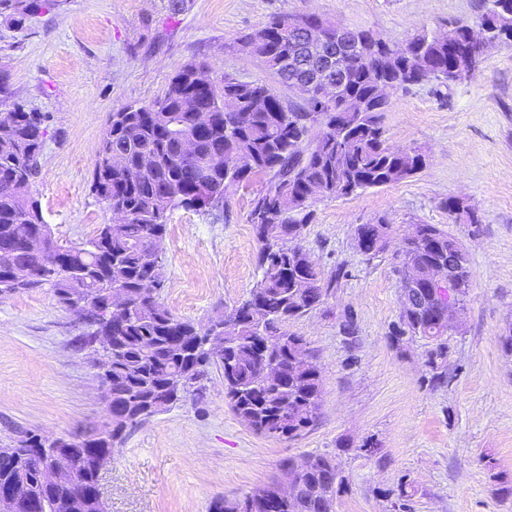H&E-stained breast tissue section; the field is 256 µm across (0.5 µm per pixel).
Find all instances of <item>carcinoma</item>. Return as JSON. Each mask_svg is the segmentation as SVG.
<instances>
[{"instance_id": "cac0c4a2", "label": "carcinoma", "mask_w": 512, "mask_h": 512, "mask_svg": "<svg viewBox=\"0 0 512 512\" xmlns=\"http://www.w3.org/2000/svg\"><path fill=\"white\" fill-rule=\"evenodd\" d=\"M53 2L0 0V18L21 29L28 16ZM296 20L277 16L243 36L249 56L262 62L283 87L288 86L295 50L289 23ZM482 20L495 24L498 39L512 42V0H485ZM341 63L350 78L332 103L310 96L287 104L272 86L229 75L222 85L201 86L200 67L188 64L159 98L112 113L93 161L92 189L109 210L122 212L124 218L102 225L81 243L57 240L31 194L47 116L12 104L13 128L6 136L0 133V295L48 286L64 307L92 306L80 340L97 350L105 348L102 337H112L110 373L100 378L112 392V413H131L134 425L140 422L134 410L145 403L160 413L189 394L199 396L202 381L215 366L223 371L224 396L231 409L256 433L291 438L314 423L321 375L316 365L298 359L307 352L304 339L282 326L322 304L342 269L323 282L310 253L294 243L309 218L310 189L326 197H348L398 182L426 165L419 150L400 154L386 144L383 118L389 104L374 98L368 76L378 66L375 53L354 47ZM446 68V45L421 31L413 36L411 56L402 59L392 79L406 87L470 78L468 73L450 77ZM354 99L366 100L367 110L346 111L344 104ZM192 100L210 113L203 129L190 108ZM180 138L195 141L193 155L180 151ZM216 153L224 165L210 164ZM260 174L270 175V180L252 200L248 214L260 243L259 277L249 296L207 324L175 317L159 301L165 279L151 242L164 237L174 210L216 207ZM20 227L33 238L50 240L54 249L38 253L23 246L15 239ZM389 232L390 225L382 220L358 225L355 234L366 242L361 254L369 260L378 257L386 250ZM455 249L457 241L436 225H419L405 247L402 273L413 269L420 277L403 279L406 304L389 331L394 346L415 337L427 341L426 365L433 385L445 379L439 369L448 358L451 332L433 290L445 295L450 287L433 286L425 273L447 261ZM461 259L448 276L454 283L464 280L463 290L453 299L463 312L473 275L469 257ZM108 288L124 294V307L98 306ZM266 367L278 377L261 376ZM125 431L123 425L110 430L104 426L95 432L97 439L70 447L71 468L83 475L87 493L78 511L69 507L70 476L43 486L44 452L25 439L0 447V489L21 480L31 495L47 501V512H103L95 498L98 477L90 469V458L112 450ZM306 460L309 466L297 495L266 503L224 498L215 501L210 512H332L344 476L329 454H310Z\"/></svg>"}]
</instances>
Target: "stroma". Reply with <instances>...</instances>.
<instances>
[{"label": "stroma", "mask_w": 512, "mask_h": 512, "mask_svg": "<svg viewBox=\"0 0 512 512\" xmlns=\"http://www.w3.org/2000/svg\"><path fill=\"white\" fill-rule=\"evenodd\" d=\"M483 11L484 0H60L23 31L0 20V73L13 101L47 116L32 194L54 235L79 243L113 219L91 189L110 115L160 96L187 64H205L217 84L228 74L268 83L236 43L272 17L313 14L400 45L422 30L477 23ZM384 125L388 145L419 149L425 167L354 196L317 197L298 238L324 274L344 270L323 305L287 325L322 375L317 420L293 439L257 434L210 370L203 398L152 415L116 443L101 478L105 512H208L214 499L283 481V461L315 453L335 455L347 480L334 512H512V42L491 46L462 82L391 90ZM267 182L255 176L212 212H172L161 302L174 316L204 324L248 296L259 275L248 214ZM452 199L478 223L456 220ZM381 217L388 248L369 260L354 230ZM418 224L458 241L474 275L438 386L423 339L397 348L388 338L401 304L396 255ZM82 330L52 288L0 296V445L105 424ZM342 441L349 450H338Z\"/></svg>", "instance_id": "35a3bbf8"}]
</instances>
